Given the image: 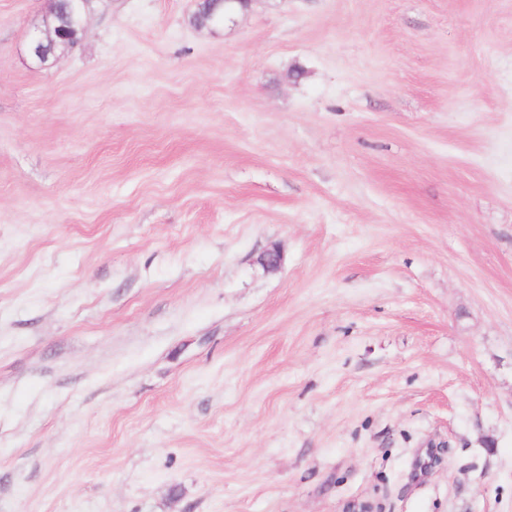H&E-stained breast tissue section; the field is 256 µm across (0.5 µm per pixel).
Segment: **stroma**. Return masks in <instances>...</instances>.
<instances>
[{
    "instance_id": "obj_1",
    "label": "stroma",
    "mask_w": 512,
    "mask_h": 512,
    "mask_svg": "<svg viewBox=\"0 0 512 512\" xmlns=\"http://www.w3.org/2000/svg\"><path fill=\"white\" fill-rule=\"evenodd\" d=\"M199 2L0 0V512H512V0ZM56 29L53 28L52 36L45 37L44 32L35 31L29 38L27 50L30 55H33L34 59L40 62H48L49 58L43 52L45 45H49L55 50L58 46V42L55 40Z\"/></svg>"
}]
</instances>
